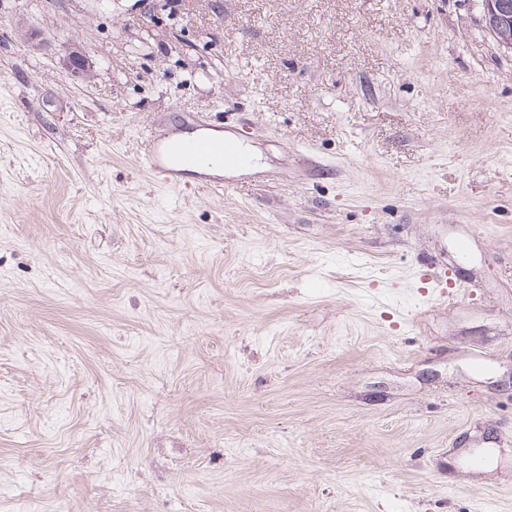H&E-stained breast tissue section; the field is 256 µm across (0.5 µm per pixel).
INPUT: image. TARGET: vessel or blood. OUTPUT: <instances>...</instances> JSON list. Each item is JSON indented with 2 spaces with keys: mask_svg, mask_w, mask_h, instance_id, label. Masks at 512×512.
<instances>
[{
  "mask_svg": "<svg viewBox=\"0 0 512 512\" xmlns=\"http://www.w3.org/2000/svg\"><path fill=\"white\" fill-rule=\"evenodd\" d=\"M220 160L225 166L235 167L242 162L241 146L237 140L227 138L221 141L206 139L174 141L165 145L162 152L145 149L144 160L147 166L154 170L164 168V161L179 163L203 164L211 160ZM426 287L432 288L436 299H447L450 294L457 292L460 284L449 277L446 268L426 269L421 276Z\"/></svg>",
  "mask_w": 512,
  "mask_h": 512,
  "instance_id": "1",
  "label": "vessel or blood"
}]
</instances>
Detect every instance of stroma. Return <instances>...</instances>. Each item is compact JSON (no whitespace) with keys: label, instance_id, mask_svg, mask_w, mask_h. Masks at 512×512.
<instances>
[{"label":"stroma","instance_id":"1","mask_svg":"<svg viewBox=\"0 0 512 512\" xmlns=\"http://www.w3.org/2000/svg\"><path fill=\"white\" fill-rule=\"evenodd\" d=\"M203 128L259 165L144 164ZM0 512H512L479 0H0ZM432 267L436 268L437 271ZM426 268L425 273L421 276V282L426 285L423 288H433L435 290V299L446 300L450 294L462 288L457 279L454 280L448 276V269L437 263H429Z\"/></svg>","mask_w":512,"mask_h":512}]
</instances>
